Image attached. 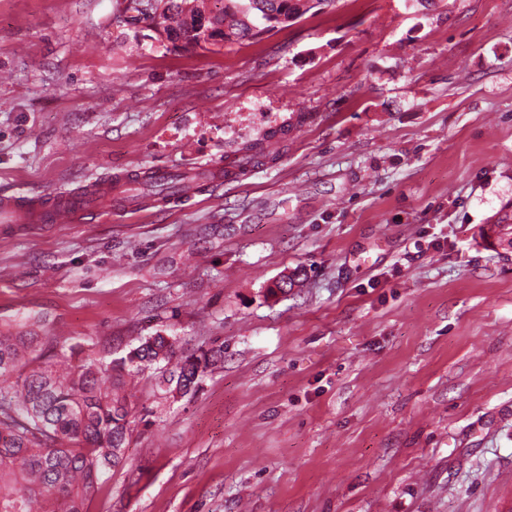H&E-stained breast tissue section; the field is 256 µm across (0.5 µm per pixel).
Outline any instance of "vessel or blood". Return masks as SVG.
I'll return each instance as SVG.
<instances>
[{"mask_svg":"<svg viewBox=\"0 0 512 512\" xmlns=\"http://www.w3.org/2000/svg\"><path fill=\"white\" fill-rule=\"evenodd\" d=\"M109 189L94 183L86 189L36 202L17 195L0 197L1 224H69L78 214L109 209Z\"/></svg>","mask_w":512,"mask_h":512,"instance_id":"vessel-or-blood-1","label":"vessel or blood"}]
</instances>
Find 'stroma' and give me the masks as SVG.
Returning a JSON list of instances; mask_svg holds the SVG:
<instances>
[{
  "label": "stroma",
  "mask_w": 512,
  "mask_h": 512,
  "mask_svg": "<svg viewBox=\"0 0 512 512\" xmlns=\"http://www.w3.org/2000/svg\"><path fill=\"white\" fill-rule=\"evenodd\" d=\"M116 6L0 0V193L215 177L0 224V322L224 357L173 402L138 377L87 512H512V0H335L201 55ZM215 174L213 172H202L194 176L184 173L169 174L165 181H158L152 173L145 174V172L133 173L127 175L128 180L124 185L140 186L145 195L148 196H166L169 193H174L179 188V183L186 180H202L207 181L213 179Z\"/></svg>",
  "instance_id": "obj_1"
}]
</instances>
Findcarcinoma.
Instances as JSON below:
<instances>
[{
	"instance_id": "carcinoma-1",
	"label": "carcinoma",
	"mask_w": 512,
	"mask_h": 512,
	"mask_svg": "<svg viewBox=\"0 0 512 512\" xmlns=\"http://www.w3.org/2000/svg\"><path fill=\"white\" fill-rule=\"evenodd\" d=\"M335 0H223L221 16L199 24L201 0H120L113 23L147 22L185 53L211 52L226 44L260 40L292 25L310 10ZM275 158L258 143L232 161L259 164ZM212 172L175 173L164 181L143 172L126 184L148 196H166L180 182L207 181ZM224 345L183 353L176 338L156 334L133 348L120 368L94 353L80 355L58 344L36 320L0 326V512H85L100 477L124 460L133 401L112 386V372L130 377L152 370L157 392L166 398L195 394Z\"/></svg>"
}]
</instances>
